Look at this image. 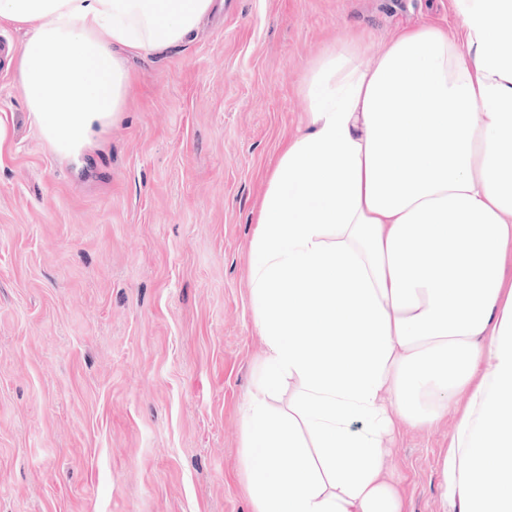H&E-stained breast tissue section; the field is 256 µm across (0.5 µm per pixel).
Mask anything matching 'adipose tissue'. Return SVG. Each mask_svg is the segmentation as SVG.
I'll return each mask as SVG.
<instances>
[{
    "instance_id": "obj_1",
    "label": "adipose tissue",
    "mask_w": 512,
    "mask_h": 512,
    "mask_svg": "<svg viewBox=\"0 0 512 512\" xmlns=\"http://www.w3.org/2000/svg\"><path fill=\"white\" fill-rule=\"evenodd\" d=\"M455 31L358 42L308 76L251 242L266 350L242 405L253 512H402L398 423L457 404L444 512H512V0H453ZM215 0H0L26 31L28 119L75 164L130 90L124 52L181 43Z\"/></svg>"
}]
</instances>
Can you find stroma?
Masks as SVG:
<instances>
[{"mask_svg": "<svg viewBox=\"0 0 512 512\" xmlns=\"http://www.w3.org/2000/svg\"><path fill=\"white\" fill-rule=\"evenodd\" d=\"M455 29L453 0H225L177 47L128 56L121 122L85 178L31 127L0 62V512H252L241 407L264 356L248 307L269 160L306 75L363 38ZM456 416L400 425L386 474L441 512Z\"/></svg>", "mask_w": 512, "mask_h": 512, "instance_id": "1", "label": "stroma"}]
</instances>
